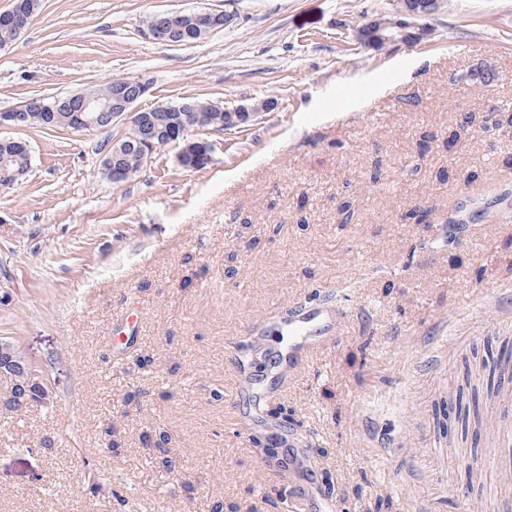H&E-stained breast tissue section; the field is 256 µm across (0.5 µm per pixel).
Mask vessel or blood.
I'll return each instance as SVG.
<instances>
[{
	"instance_id": "vessel-or-blood-1",
	"label": "vessel or blood",
	"mask_w": 512,
	"mask_h": 512,
	"mask_svg": "<svg viewBox=\"0 0 512 512\" xmlns=\"http://www.w3.org/2000/svg\"><path fill=\"white\" fill-rule=\"evenodd\" d=\"M343 318L344 313L337 306L315 305L298 310L288 321V351L272 354L271 366L278 369L280 377H287L307 353L337 338ZM285 471L286 495L294 512H335V503L321 492L316 465L301 440L293 436L288 439Z\"/></svg>"
}]
</instances>
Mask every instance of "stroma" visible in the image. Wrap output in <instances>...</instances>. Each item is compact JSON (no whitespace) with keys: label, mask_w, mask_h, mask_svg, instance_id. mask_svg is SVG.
<instances>
[{"label":"stroma","mask_w":512,"mask_h":512,"mask_svg":"<svg viewBox=\"0 0 512 512\" xmlns=\"http://www.w3.org/2000/svg\"><path fill=\"white\" fill-rule=\"evenodd\" d=\"M226 10L232 25L185 45L153 40V13ZM391 0H40L0 50V113L115 78L152 83L138 107L196 98L275 100L242 128L206 132L212 161L157 150L132 179L100 173L127 131L0 128L32 166L0 189V340L47 399L0 414V512H288L264 454L278 428L310 439L338 512H493L512 500V396L480 402L481 453L466 466L448 408L485 337L512 336V0H444L433 36L364 48L355 29ZM489 66L497 81L471 80ZM476 123L461 131L462 114ZM469 195L476 216L454 222ZM334 292L337 341L281 389L234 402L263 375L241 348ZM138 315L134 371L112 341ZM112 418L126 439L102 447ZM167 432L157 468L141 436ZM54 442L45 449L44 438ZM105 491L89 496L84 478Z\"/></svg>","instance_id":"1"}]
</instances>
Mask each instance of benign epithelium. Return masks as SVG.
Masks as SVG:
<instances>
[{"label":"benign epithelium","instance_id":"benign-epithelium-1","mask_svg":"<svg viewBox=\"0 0 512 512\" xmlns=\"http://www.w3.org/2000/svg\"><path fill=\"white\" fill-rule=\"evenodd\" d=\"M440 6L441 0H406L404 8L381 14L361 24L355 30V39L365 48H372L380 43H420L433 35L431 20L440 11ZM149 89V80L133 76L115 83L112 98L107 102H101L91 95L85 96L82 109L76 114L68 130L76 133L103 131L104 123L125 120L129 124L139 125L149 142L163 137H185L187 132L178 124L165 120L154 112L134 109L135 103ZM276 107L275 100L267 99L258 105H239L227 109L224 113V126L240 128L252 122L260 113L272 111Z\"/></svg>","mask_w":512,"mask_h":512}]
</instances>
